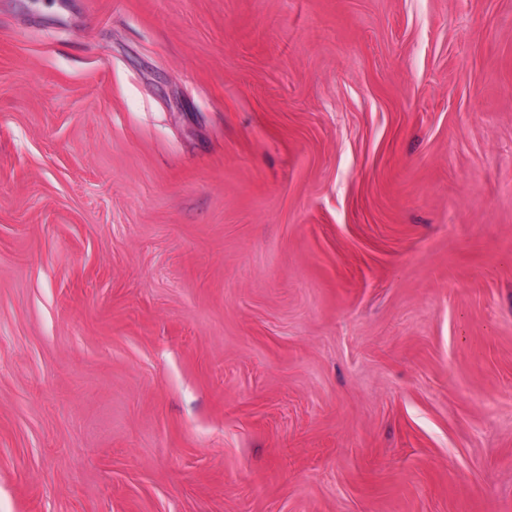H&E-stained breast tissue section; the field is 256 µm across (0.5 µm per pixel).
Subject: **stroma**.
I'll list each match as a JSON object with an SVG mask.
<instances>
[{
	"label": "stroma",
	"instance_id": "obj_1",
	"mask_svg": "<svg viewBox=\"0 0 512 512\" xmlns=\"http://www.w3.org/2000/svg\"><path fill=\"white\" fill-rule=\"evenodd\" d=\"M0 512H512V0H0Z\"/></svg>",
	"mask_w": 512,
	"mask_h": 512
}]
</instances>
